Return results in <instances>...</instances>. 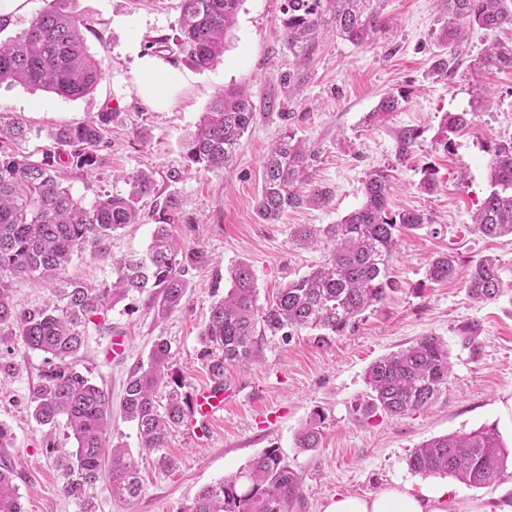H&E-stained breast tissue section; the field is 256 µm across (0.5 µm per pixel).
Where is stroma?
I'll return each mask as SVG.
<instances>
[{
	"label": "stroma",
	"instance_id": "stroma-1",
	"mask_svg": "<svg viewBox=\"0 0 512 512\" xmlns=\"http://www.w3.org/2000/svg\"><path fill=\"white\" fill-rule=\"evenodd\" d=\"M378 5L386 31L376 41L356 46L323 34L301 63L277 39L284 0H244L224 57L212 68L189 69L180 56L165 53L168 63L186 70L188 80L171 107L158 111L135 94L136 52L174 34L181 0H78V10L94 21L86 35L89 51L105 64L96 89L68 100L20 85L0 87V112L23 116L35 130L80 123L95 112L118 113L95 170L85 174L68 167L63 173L64 186L89 204L104 194L127 193L128 176L153 172L155 190L141 201L142 220L113 235L112 256L145 252L155 205L174 195L180 200L176 234L210 257L190 272L187 297L167 319L155 320L134 296L107 312L104 327L90 329L78 368L116 402L129 369L148 358L159 338L170 345V367L181 393L209 386L198 358L199 336L212 303L230 286V268L251 265L259 300H269L324 259L323 247L296 245L297 225L334 224L359 208L370 171L387 170L391 210L413 208L431 220L430 227L400 233L390 263L393 289L354 329L323 345L310 330L286 342L266 337L253 362L225 370L224 409L214 420L187 421L172 432L166 448L142 455L141 496L130 503L115 499L107 481H99L92 490L96 512H182L203 488L240 471L267 448L279 449L302 479L301 495L288 512H324L332 497H365L396 484L445 485L450 500L459 502L512 501V478L476 489L451 477L413 473L407 465L409 453L423 441L484 425H495L503 443L512 445V237L490 239L472 224L490 189V151L512 139V69L473 68L474 58L494 38L476 28L460 65L441 78L432 65L448 23L442 0H379ZM299 66L307 73L302 91L287 96L282 79ZM481 85L491 99L477 111L473 100ZM232 86L251 92L255 122L224 169L191 165L184 140L213 97ZM387 92L403 96L401 110L373 118ZM450 112H468L472 119L446 151L439 140ZM408 129L418 137L403 153L400 137ZM287 130L316 151L310 175L331 197L267 224L256 211L262 165ZM429 169L438 181L431 193L420 188ZM442 253L454 255L456 273L445 282L430 281L427 268ZM487 255L497 258L507 287L494 300L478 302L466 281L475 262ZM430 334L450 350L447 392L427 410L402 417L359 412L367 399L368 366ZM116 336L126 341L124 354L112 352ZM15 360L18 374L0 383V423L11 428L14 444L0 448V457L16 466L23 512H80L79 503L63 493L55 464L57 453L75 446L71 430L60 424L50 431L31 417V389L44 356L21 348ZM317 407L328 416L324 434L318 448L300 450L296 433ZM164 455L172 466L161 464Z\"/></svg>",
	"mask_w": 512,
	"mask_h": 512
}]
</instances>
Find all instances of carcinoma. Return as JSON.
Returning <instances> with one entry per match:
<instances>
[{"instance_id": "cac0c4a2", "label": "carcinoma", "mask_w": 512, "mask_h": 512, "mask_svg": "<svg viewBox=\"0 0 512 512\" xmlns=\"http://www.w3.org/2000/svg\"><path fill=\"white\" fill-rule=\"evenodd\" d=\"M243 0H182L174 36L161 35L158 48L174 44L183 60L207 70L224 51ZM373 0H285L286 18L277 32L281 44L296 58L306 56L320 31L328 28L356 46L372 43L384 30ZM448 26L440 35L449 49L437 61L435 73L448 76L455 67L474 27L497 32L512 26L507 0H445ZM90 19L76 0H45L43 9L20 35L0 40V86L22 85L79 99L92 93L102 79L103 61L93 56L85 33ZM486 71L512 69V42L493 40L475 59ZM402 99L387 93L371 117L400 109ZM115 112H98L76 125H60L47 133L49 145L40 153L18 149L32 134L28 121L0 113V380L13 377L19 364L17 345L46 354V367L32 388V418L39 426L60 422L73 432L76 448L58 459L62 490L93 512L89 491L107 469L109 490L127 501L143 490L137 462L128 449L105 452V434L112 420V399L77 367L78 353L90 327L104 325L108 309L132 294L145 297L156 320L174 313L184 301L190 270L208 262L199 248H190L175 236L171 214L178 198L169 196L156 209L155 227L147 250L115 260L110 256L113 233L140 220L139 200L154 192V175L140 171L129 177L126 194L99 197L85 204L61 186V168L82 172L99 163L107 146ZM256 118L251 95L242 88H227L210 102L196 130L183 143L188 162L206 170H221L235 154L243 135ZM468 123L467 113H449L443 131L444 149L449 134ZM315 150L286 131L272 147L262 173L257 200L258 216L276 223L284 212L305 204H324L330 191L311 182L309 170ZM491 190L474 215L480 234L488 238L512 236V140L494 146L490 163ZM391 184L381 170L363 182V204L337 224L316 228L300 225L293 240L309 246L324 240L330 257L309 273L288 281L261 305L251 266L242 262L229 272L232 287L210 309L201 333L199 359L215 383L224 381V367L244 365L258 355L262 341L279 336L288 341L302 329L317 332L314 341L326 343L344 334L367 309L381 303L392 289L389 261L397 246L399 228L416 230L429 223L416 209H388ZM112 263V283L98 287L69 281L61 271L75 256ZM455 259L434 258L427 277L450 279ZM17 278H30L49 290L51 301L18 308L11 299ZM476 300H492L503 288L497 259L476 261L466 284ZM169 346L155 341L147 360L137 363L124 385L123 418L135 423L140 447H166L172 430L190 415V403L173 389L166 403L156 400L160 386L174 379L169 372ZM448 344L438 336L416 339L412 345L375 360L365 372L370 389L359 407L364 414L377 411L404 416L423 410L448 389L451 373ZM325 414L313 409L296 434V447L318 446ZM512 451L495 426L468 433L437 436L409 454L411 471L422 476H449L471 488H490L512 477L507 471ZM12 462L0 460V512H23ZM300 494V478L277 448H267L236 474L205 487L181 512H288Z\"/></svg>"}]
</instances>
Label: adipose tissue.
<instances>
[{
    "instance_id": "obj_1",
    "label": "adipose tissue",
    "mask_w": 512,
    "mask_h": 512,
    "mask_svg": "<svg viewBox=\"0 0 512 512\" xmlns=\"http://www.w3.org/2000/svg\"><path fill=\"white\" fill-rule=\"evenodd\" d=\"M186 84L185 75L163 58L146 54L140 57L135 87L138 96L156 109L169 107ZM444 487L412 489L396 485L369 497L339 496L329 500L324 512H512V504L492 505L483 501L447 503Z\"/></svg>"
}]
</instances>
